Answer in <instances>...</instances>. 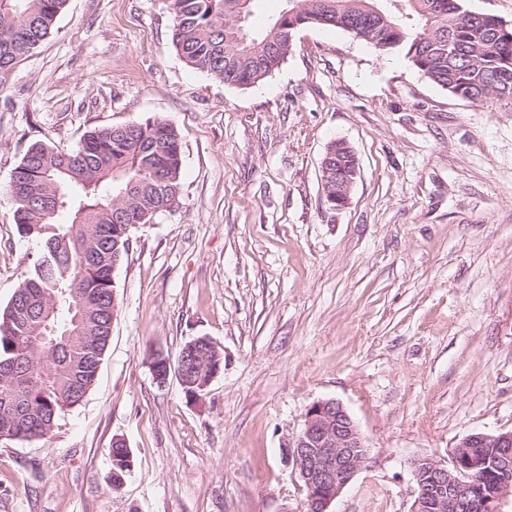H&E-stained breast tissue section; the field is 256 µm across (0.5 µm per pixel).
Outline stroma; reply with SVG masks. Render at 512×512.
<instances>
[{
	"label": "stroma",
	"mask_w": 512,
	"mask_h": 512,
	"mask_svg": "<svg viewBox=\"0 0 512 512\" xmlns=\"http://www.w3.org/2000/svg\"><path fill=\"white\" fill-rule=\"evenodd\" d=\"M171 29L163 0H67L0 75V309L39 250L5 190L32 144L159 117L183 147L179 205L133 230L114 273L92 390L47 440L0 439V512H306L285 450L330 398L368 447L332 512H410L415 460L512 430V109L323 26L232 87ZM339 139L360 174L336 209L320 174ZM199 336L224 370L190 401L151 361ZM117 441L124 442V440L117 438L112 442V448H109L113 486L116 485V482L120 480L121 477H124L130 471L133 462L126 443L124 442L126 448H120V446L116 447V445H113Z\"/></svg>",
	"instance_id": "stroma-1"
}]
</instances>
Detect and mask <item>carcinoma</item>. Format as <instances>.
I'll return each instance as SVG.
<instances>
[{
  "label": "carcinoma",
  "instance_id": "obj_1",
  "mask_svg": "<svg viewBox=\"0 0 512 512\" xmlns=\"http://www.w3.org/2000/svg\"><path fill=\"white\" fill-rule=\"evenodd\" d=\"M254 0H166L172 41L189 67L234 87L266 80L287 59L288 13L345 30L374 49L402 53L432 83L464 99L512 97V27L493 15L467 19L462 0H284L257 31ZM66 0H0V70L53 31ZM326 185L352 168L328 146ZM182 144L161 118L88 132L70 151L29 147L7 190L14 221L40 252L0 309V438L39 441L89 393L117 317L114 272L136 218L149 222L179 201ZM113 481L131 468L126 448L109 449Z\"/></svg>",
  "mask_w": 512,
  "mask_h": 512
}]
</instances>
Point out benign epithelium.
Wrapping results in <instances>:
<instances>
[{
	"label": "benign epithelium",
	"mask_w": 512,
	"mask_h": 512,
	"mask_svg": "<svg viewBox=\"0 0 512 512\" xmlns=\"http://www.w3.org/2000/svg\"><path fill=\"white\" fill-rule=\"evenodd\" d=\"M286 459L306 492L307 512H331L364 465L367 446L343 403L322 399L307 409ZM414 479L410 512H506L512 505V431L465 437L446 465L421 458Z\"/></svg>",
	"instance_id": "7a95c632"
}]
</instances>
